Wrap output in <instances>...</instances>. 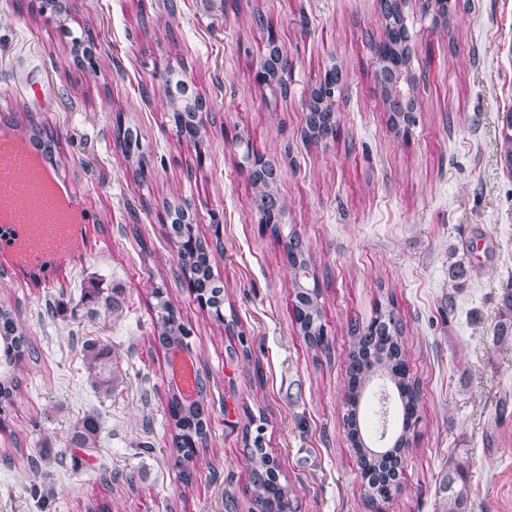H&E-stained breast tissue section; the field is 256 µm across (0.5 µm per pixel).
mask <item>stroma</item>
Wrapping results in <instances>:
<instances>
[{
	"label": "stroma",
	"mask_w": 512,
	"mask_h": 512,
	"mask_svg": "<svg viewBox=\"0 0 512 512\" xmlns=\"http://www.w3.org/2000/svg\"><path fill=\"white\" fill-rule=\"evenodd\" d=\"M455 3L444 25L422 18L419 0H403L418 101L405 138L387 121L375 75L380 0H66L59 17L42 13L41 0H0V132L27 144L54 134L50 164L86 212L49 270L0 252V300L13 305L32 351L0 431V512H248L246 441L258 434L292 512H371L343 396L350 328L387 303L419 382L420 423L403 488L384 512H446L444 481L459 464L468 512H512V335L494 338L512 320L502 133L512 112V0ZM271 30L291 62L284 91L254 79ZM87 39L92 69L75 50ZM330 66L342 76L340 134L310 141L304 98ZM169 67L186 71L206 103L201 148L181 143L170 120L157 78ZM120 122L139 138L144 177L115 143ZM248 149L276 166L280 234L259 222L258 193L240 166ZM183 201L217 246L218 317L196 302L167 234L165 206ZM289 232L315 262L324 351L295 322ZM158 287L207 377L208 441L186 467L169 447ZM88 288L117 289L119 309L104 321L71 317ZM88 336L112 343L120 379L111 396L87 381ZM91 411L102 422L96 450L68 447L70 426Z\"/></svg>",
	"instance_id": "35a3bbf8"
}]
</instances>
